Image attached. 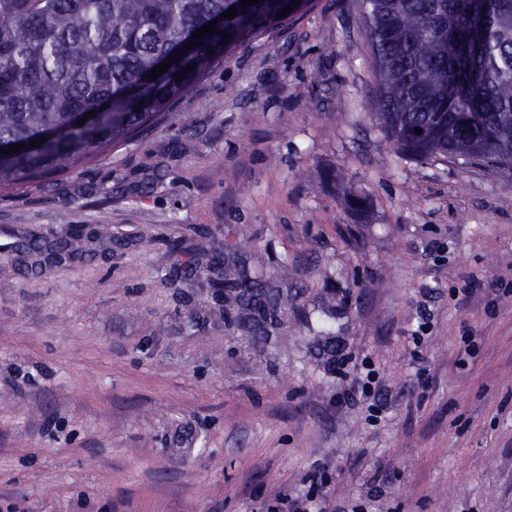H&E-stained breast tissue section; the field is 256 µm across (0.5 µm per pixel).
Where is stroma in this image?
I'll use <instances>...</instances> for the list:
<instances>
[{
	"instance_id": "stroma-1",
	"label": "stroma",
	"mask_w": 512,
	"mask_h": 512,
	"mask_svg": "<svg viewBox=\"0 0 512 512\" xmlns=\"http://www.w3.org/2000/svg\"><path fill=\"white\" fill-rule=\"evenodd\" d=\"M361 14L312 0L161 125L0 190V512H263L313 485L512 512V169L398 156ZM79 230L24 272L16 242ZM202 242L280 293L275 322L190 273ZM364 361L374 425L344 395Z\"/></svg>"
}]
</instances>
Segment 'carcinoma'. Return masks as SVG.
Masks as SVG:
<instances>
[{"label": "carcinoma", "instance_id": "obj_1", "mask_svg": "<svg viewBox=\"0 0 512 512\" xmlns=\"http://www.w3.org/2000/svg\"><path fill=\"white\" fill-rule=\"evenodd\" d=\"M290 0L237 10L178 58L182 44L232 0H0V189L74 170L145 126L160 124L246 39L284 26ZM378 85V120L400 153L512 168V0H362ZM230 38H224V35ZM171 66L150 81L164 59ZM188 65L195 66L191 72ZM180 75L182 79L175 80ZM96 122L83 129V112ZM422 129L418 135L415 129ZM46 137L41 147L31 140ZM83 253L81 235L23 252L25 265ZM265 318L278 298L244 282L224 301Z\"/></svg>", "mask_w": 512, "mask_h": 512}]
</instances>
